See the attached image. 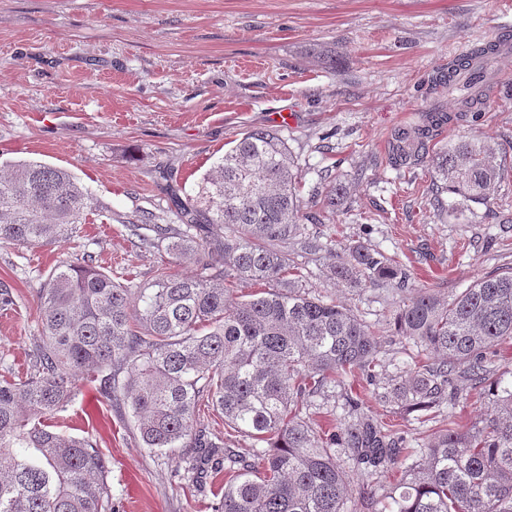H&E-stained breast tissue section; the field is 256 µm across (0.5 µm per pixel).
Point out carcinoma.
I'll use <instances>...</instances> for the list:
<instances>
[{
  "instance_id": "carcinoma-1",
  "label": "carcinoma",
  "mask_w": 512,
  "mask_h": 512,
  "mask_svg": "<svg viewBox=\"0 0 512 512\" xmlns=\"http://www.w3.org/2000/svg\"><path fill=\"white\" fill-rule=\"evenodd\" d=\"M497 45L473 47L448 71L467 74L470 112L489 85L474 76ZM448 117L396 131L392 166L424 162L427 140ZM436 193L489 201L508 168L488 139L459 138L432 157ZM346 185L331 179L321 207L335 210ZM92 198L70 171L39 161L0 166V243L26 248L62 243L86 221ZM298 173L278 128L242 134L213 162L195 196L175 200L181 224L152 213L126 225L131 244L165 252L148 283L112 277L89 252L54 266L38 288L41 336L26 377L0 375V512H112L109 466L84 439L52 418L85 384H98L129 409L145 448L193 449L187 469L201 485L224 476L216 512H512V371L491 357L512 342V271L484 276L441 297L420 288L394 310L397 335L424 361L385 365L371 325L354 310L305 286L306 275L278 246L331 250L301 224ZM192 257L189 274L171 266ZM349 287L387 280L409 287V274L363 242L329 266ZM257 290L238 296L233 284ZM361 374L372 395L400 413L455 404V380L487 386L491 415L465 430L449 423L421 457L403 437L363 409L346 387ZM341 394H336V389ZM340 396L351 420L340 434L316 430L310 410ZM224 416V430L263 448L247 456L197 427L201 407ZM370 473L398 468L401 480L380 497L350 503V479L338 449Z\"/></svg>"
}]
</instances>
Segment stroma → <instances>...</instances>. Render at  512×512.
Returning <instances> with one entry per match:
<instances>
[{"label": "stroma", "mask_w": 512, "mask_h": 512, "mask_svg": "<svg viewBox=\"0 0 512 512\" xmlns=\"http://www.w3.org/2000/svg\"><path fill=\"white\" fill-rule=\"evenodd\" d=\"M505 34L512 0H0V162L68 169L95 203L65 243L0 245V287L13 299L0 309V374L29 370L37 290L64 253L86 251L112 275L150 281L158 254L131 245L127 222L169 207L164 170L176 173L180 196L195 195L213 162L254 128L281 126L304 203L318 202L325 174L346 183L316 227L334 251L366 242L403 264L414 286L444 297L512 267V170L482 205L435 196L430 162H389L394 131L428 112L449 117L431 152L469 136L512 157V51L489 63L493 91L479 119L457 118L462 91L446 81L462 48ZM325 49L335 68L317 62ZM288 252L308 287L372 325L386 363L416 356L390 320L403 292L334 286L333 252ZM457 387L455 404L402 416L354 383L410 449L448 422L468 427L489 412L483 388ZM57 422L111 458L113 512H213L218 488L189 481L190 449L150 453L98 386H83Z\"/></svg>", "instance_id": "obj_1"}]
</instances>
